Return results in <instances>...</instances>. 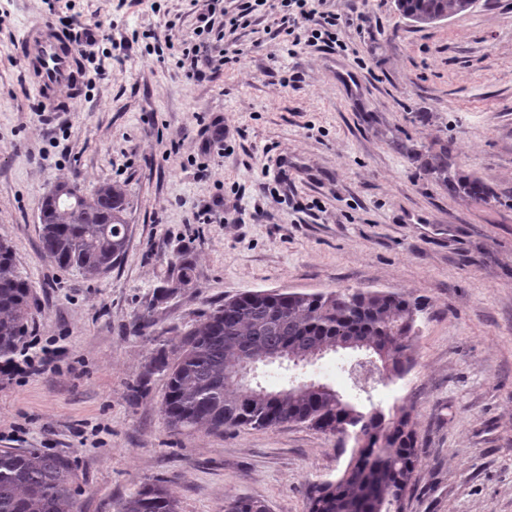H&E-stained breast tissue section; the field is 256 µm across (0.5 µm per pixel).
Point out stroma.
Instances as JSON below:
<instances>
[{"instance_id":"35a3bbf8","label":"stroma","mask_w":512,"mask_h":512,"mask_svg":"<svg viewBox=\"0 0 512 512\" xmlns=\"http://www.w3.org/2000/svg\"><path fill=\"white\" fill-rule=\"evenodd\" d=\"M328 5L346 50L288 54L264 17L194 83L153 50L157 35L192 39L183 0H0V240L33 285L29 334L55 352L0 373V448L68 459L78 512H119L159 481L178 512L235 497L306 512L307 482L338 478L352 445L302 424L171 430L149 364L237 294L337 288L416 300L414 365L387 386L361 380L357 354L331 353L296 376L409 409L421 463L404 512H512V0L424 28L394 0ZM71 15L110 21L109 39L83 47L69 111L46 112L18 38ZM443 148L444 179L426 167ZM61 181L127 196V251L105 274L41 253L39 201ZM183 259L194 277L179 288Z\"/></svg>"}]
</instances>
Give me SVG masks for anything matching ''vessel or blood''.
<instances>
[{
  "label": "vessel or blood",
  "instance_id": "vessel-or-blood-1",
  "mask_svg": "<svg viewBox=\"0 0 512 512\" xmlns=\"http://www.w3.org/2000/svg\"><path fill=\"white\" fill-rule=\"evenodd\" d=\"M20 44L42 108L51 112L68 108L84 83L79 52L69 35L50 23L37 22L26 28Z\"/></svg>",
  "mask_w": 512,
  "mask_h": 512
}]
</instances>
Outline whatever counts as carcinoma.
Wrapping results in <instances>:
<instances>
[{
	"label": "carcinoma",
	"mask_w": 512,
	"mask_h": 512,
	"mask_svg": "<svg viewBox=\"0 0 512 512\" xmlns=\"http://www.w3.org/2000/svg\"><path fill=\"white\" fill-rule=\"evenodd\" d=\"M399 13L417 25H432L459 14V0H395ZM432 173L448 176V149L431 155ZM125 192L100 184L76 213L43 196L39 206L41 252L57 267L86 275L110 270L125 254L129 225ZM32 285L16 265L12 246L0 241V362L11 363L28 334ZM417 303L392 291L363 292L339 288L327 292H245L208 314L169 362L154 357L149 373L166 377L161 407L173 430H265L305 424L322 433L368 435L353 450L343 474L305 487L307 512H403L419 466L418 436L409 411L394 406L367 412L335 388L290 385L243 391L224 386L242 352L286 350L313 355L325 347L332 353L364 351L380 361L389 384L411 366L419 329ZM264 503L239 497L229 512H261ZM0 512H77L69 461L56 455L14 448L0 449ZM120 512H177V502L161 484L131 494Z\"/></svg>",
	"instance_id": "obj_1"
}]
</instances>
